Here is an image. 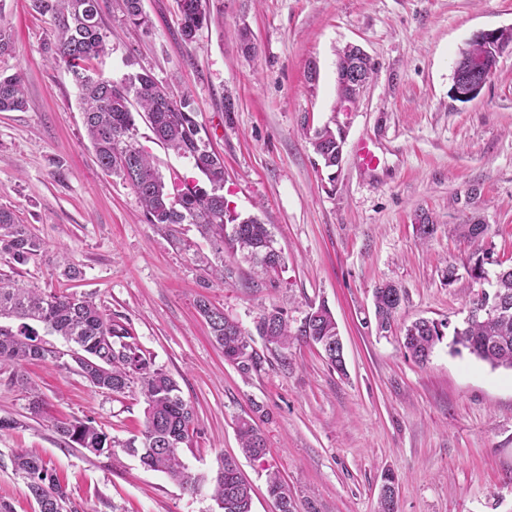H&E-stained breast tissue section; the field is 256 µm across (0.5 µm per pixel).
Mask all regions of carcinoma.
I'll return each instance as SVG.
<instances>
[{"label":"carcinoma","mask_w":512,"mask_h":512,"mask_svg":"<svg viewBox=\"0 0 512 512\" xmlns=\"http://www.w3.org/2000/svg\"><path fill=\"white\" fill-rule=\"evenodd\" d=\"M101 0H31L32 9L48 14L54 23V39L45 45L52 62L70 73L79 90L80 107L88 139L100 167L128 183L144 207L150 224H197L214 241L241 252L263 275L284 266L281 251L267 225L256 216L241 219L232 213L224 198V159L208 149L199 136L196 112L185 99H175L147 71L131 72L120 81L91 72L92 59L106 52V34L101 25ZM131 25L149 27L141 0H123ZM182 16L181 35L191 41L211 21L206 0H178ZM466 52L486 59L492 73L497 59L484 44L470 42ZM26 93L20 75L0 74V112L20 111ZM145 119L159 142L179 156L189 158L205 176L203 185H190L173 176L165 181L150 155L137 140V118ZM309 144L324 168L336 179L340 131L328 123L308 135ZM41 240L26 224L15 221L14 213L0 207V253L24 264L38 255ZM402 302L398 287L386 284L374 294L378 329L392 328ZM210 334L224 360L248 375L261 368L262 358L251 345L257 335L265 347L288 365V347L304 342L322 352L331 368L345 372L336 319L325 304L310 307L300 325L293 329L286 313L273 307L255 322L250 333L205 298L197 301ZM16 319V328L0 324V361L21 366L51 360L79 373L95 388L112 394L137 392L143 397L145 425L140 435L125 441L109 436L91 419L60 421L59 436L100 456L122 447L139 458L141 465L163 472L184 489L195 491L199 480L185 467L178 449L190 439L194 409L180 395L176 381L146 358L134 336L111 320L89 297L45 293L0 281V320ZM443 322L418 319L404 328L403 346L416 361L424 363L444 338ZM60 336L68 344L61 350L42 334ZM468 350L492 368L512 369V265L500 272L494 289L473 299L462 326L453 330L451 351ZM244 454L255 460L266 455V441L252 416L242 417L237 426ZM15 470L27 479V489L37 512H72L70 496L49 473L44 461L19 451ZM213 497L221 512H252L250 485L243 480L235 459L221 460L212 477ZM267 491L277 502L291 501L279 472L267 470ZM396 478L387 472L377 499L376 512H397Z\"/></svg>","instance_id":"carcinoma-1"}]
</instances>
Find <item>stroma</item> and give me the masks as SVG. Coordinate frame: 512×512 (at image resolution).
<instances>
[{
  "label": "stroma",
  "instance_id": "1",
  "mask_svg": "<svg viewBox=\"0 0 512 512\" xmlns=\"http://www.w3.org/2000/svg\"><path fill=\"white\" fill-rule=\"evenodd\" d=\"M142 5L150 20L143 32L125 20L122 0H102L108 51L94 69L118 81L143 68L190 100L224 158L230 209L267 224L286 263L261 276L218 251L197 225L148 223L133 189L100 169L70 74L46 59L49 17L29 0H0V23L15 42L0 56V73L19 74L26 90L23 110L0 112V205L43 242L24 264L0 253V279L90 296L130 328L194 408L180 456L199 479L190 492L126 449L96 456L55 431L56 422L88 418L128 439L144 425L139 396L98 391L49 361L0 362V418L17 422L0 434V501L35 512L12 464L23 450L44 459L75 512H219L211 478L226 456L253 489L252 512H278L266 491L271 469L296 512H375L388 471L397 478L398 512H512V371L453 353L445 341L421 364L398 333L419 318L461 324L489 290L496 259L512 258V49L477 98L450 94L460 49L479 32L512 28V0H210L211 21L191 42L181 36L177 0ZM244 25L257 55L241 51L235 33ZM349 44L378 68L343 123L344 160L332 180L303 129L334 118L337 52ZM137 139L163 176L202 181L147 123ZM362 142L376 168L360 164ZM421 213L436 226L425 242L416 229ZM469 220L488 224V236H461ZM485 253L492 260L479 282L469 268ZM68 264L78 278L64 276ZM217 266L223 279L211 275ZM388 282L404 300L395 330L381 334L373 293ZM203 296L248 331L267 308H283L296 326L310 306L326 303L345 373L301 342L280 362L257 338L262 366L242 375L209 335L197 310ZM21 375L42 395L41 416L28 411ZM258 408L267 454L251 460L237 422Z\"/></svg>",
  "mask_w": 512,
  "mask_h": 512
}]
</instances>
